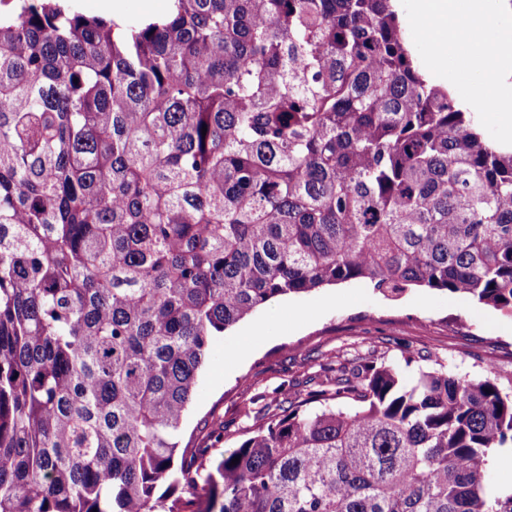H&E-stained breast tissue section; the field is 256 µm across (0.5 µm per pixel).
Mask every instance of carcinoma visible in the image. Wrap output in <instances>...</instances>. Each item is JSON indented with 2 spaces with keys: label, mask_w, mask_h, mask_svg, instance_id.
<instances>
[{
  "label": "carcinoma",
  "mask_w": 512,
  "mask_h": 512,
  "mask_svg": "<svg viewBox=\"0 0 512 512\" xmlns=\"http://www.w3.org/2000/svg\"><path fill=\"white\" fill-rule=\"evenodd\" d=\"M358 279L512 311V146L395 0H0V512H512L495 366L323 363L218 461L180 447L217 336ZM119 1L120 0H101L100 3V0H65L66 3L74 6V8L81 13L100 17L104 16L100 14L99 9L111 16L118 14L120 11ZM123 16H158L164 14L169 0H122ZM122 16V17H123ZM492 483L501 489L512 487V448L498 449L491 462Z\"/></svg>",
  "instance_id": "cac0c4a2"
}]
</instances>
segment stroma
Segmentation results:
<instances>
[{"mask_svg": "<svg viewBox=\"0 0 512 512\" xmlns=\"http://www.w3.org/2000/svg\"><path fill=\"white\" fill-rule=\"evenodd\" d=\"M327 358L396 362L407 377L438 362L472 378L490 363L512 373V313L427 288L390 301L364 280L271 300L211 344L183 439L202 440L220 416L224 436L210 453L220 459L262 424L255 396L287 397Z\"/></svg>", "mask_w": 512, "mask_h": 512, "instance_id": "1", "label": "stroma"}]
</instances>
